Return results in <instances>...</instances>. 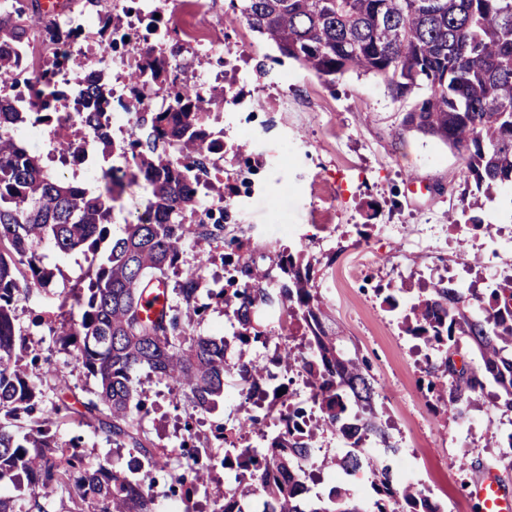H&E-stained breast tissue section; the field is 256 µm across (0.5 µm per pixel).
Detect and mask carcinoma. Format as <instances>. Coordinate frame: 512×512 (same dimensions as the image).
Here are the masks:
<instances>
[{
  "mask_svg": "<svg viewBox=\"0 0 512 512\" xmlns=\"http://www.w3.org/2000/svg\"><path fill=\"white\" fill-rule=\"evenodd\" d=\"M231 7L284 56L327 83L354 71L379 76L398 97L424 91L405 113L403 129L453 148L465 181L484 197L512 186V0H231ZM26 9L15 0L12 11L0 12V77L12 78L13 97L25 101L19 112L10 100L0 99V484L24 483L28 495L20 509L14 499L0 496V512H51L50 495L59 490L68 492L70 503L59 512H154L151 495L132 492L153 486L161 475L168 476L172 495L186 483L194 485L212 512H249L236 494L209 487L218 464L235 472L236 481L247 482L267 512H365L336 488L326 500L309 497L307 478L296 465L308 444L295 437L288 418L306 409L288 402L290 372L306 374L310 401L320 412L307 439L331 430L356 447L369 441L395 447L378 420V392L366 361L342 353L325 327V305L303 253H280L281 278L274 293L268 288L269 272L247 262L239 269L242 282L231 278L229 287L211 291L233 310L240 326L230 340L187 335L182 305H190L200 289L191 269L175 288L183 304L168 303L154 319L144 315V296L160 285L168 287V271L178 268L186 238L223 240L222 217L208 214L196 224L184 223V212L194 208L199 187L207 183L210 155L221 150L207 129L212 98L182 96L178 66L152 48L122 42L129 52L153 58L148 83L173 90L176 106L140 119L138 124L148 127L146 136L126 145L99 135L103 155L126 160L124 167L101 168L100 186L64 182L16 135L19 126L52 117L44 90L54 72L45 70L32 81L15 72L9 52L29 40ZM140 180L151 188L144 213L126 224L124 236L112 241L106 256L97 258L113 202ZM44 239L65 254L81 248L92 255L88 286L59 293L61 326L49 331L96 379L94 398L83 401L72 388L70 398L84 408L81 424L104 431L116 447L128 450L125 468L106 460L92 464L79 437L59 442L48 436L46 423L71 419L72 404L49 401L59 390L56 371L33 373L18 363L22 340L16 303L54 277L35 251ZM272 299L281 328L290 336L302 331L310 356L286 349L269 366L246 358L252 346L271 340L258 325ZM404 324L409 335L439 352L428 371V392L464 416L490 383L497 389L495 406L512 412V274L481 294H466L441 280L433 283L411 305ZM233 343L237 360L231 362L226 352ZM471 354L478 358L477 367H456V359ZM272 365L285 366L275 384L284 394L270 400L279 432L264 451L234 447L222 425L216 438L226 449L218 462L188 439L177 454L144 435L140 421L148 406L134 387L138 371L165 379L176 398L189 390L193 408L210 411L224 396L225 376L238 378L249 402L251 387L271 375ZM23 416L31 428L20 437L12 427ZM177 455L184 464L174 465ZM334 464L342 474L373 467L372 512H425L422 489L393 484L389 466L378 468L357 455L338 456Z\"/></svg>",
  "mask_w": 512,
  "mask_h": 512,
  "instance_id": "obj_1",
  "label": "carcinoma"
}]
</instances>
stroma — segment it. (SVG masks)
<instances>
[{"label":"stroma","instance_id":"obj_1","mask_svg":"<svg viewBox=\"0 0 512 512\" xmlns=\"http://www.w3.org/2000/svg\"><path fill=\"white\" fill-rule=\"evenodd\" d=\"M174 3L156 0L168 29L162 52L183 78H203L205 92L224 96L223 114L210 121L224 141L223 153L213 157L217 181L185 215L189 224L208 213L224 219L223 241L191 239L181 248L180 270L197 269L201 278L189 333L237 332L233 313L211 292L226 287L238 264L255 260L277 280L281 250L304 252L314 263L337 346L369 361L377 411L408 462L418 464L423 450L432 455L451 479V505L477 469H496L512 484V455L496 442L512 415L487 396L463 420L432 398L425 390L426 349L403 330L410 301L430 283L452 275L459 287L481 291L512 271L511 250L492 260L481 246L484 225H512V187L479 199L482 226L449 223L448 211L460 208L465 187L460 162L448 145L403 130L415 95L394 97L380 79L354 72L323 83L253 32L230 0H196L197 20L217 42L189 47L173 19ZM286 224L298 225L301 238L283 232ZM38 253L54 277L18 302L16 327L39 367L91 394L94 378L48 330L58 294L86 278L90 260L80 250L61 253L48 241ZM387 286L398 291L397 309L376 294ZM135 386L151 404L142 420L148 437L179 447L183 420L192 412L190 394L172 400L167 382L144 371L136 373ZM48 428L61 441L81 437L91 460H128L126 450L94 429L56 421Z\"/></svg>","mask_w":512,"mask_h":512}]
</instances>
